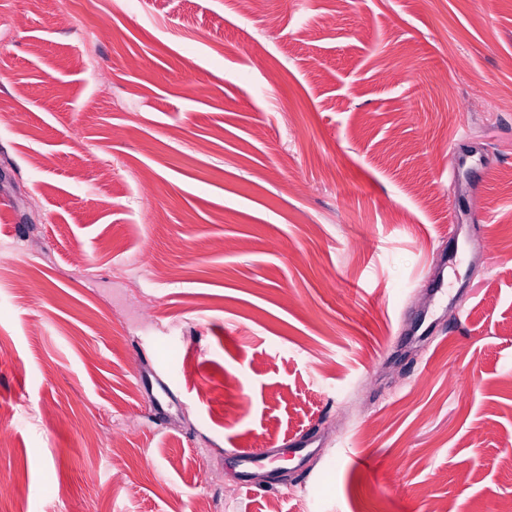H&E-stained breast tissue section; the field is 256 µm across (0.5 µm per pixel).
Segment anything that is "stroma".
<instances>
[{
  "instance_id": "35a3bbf8",
  "label": "stroma",
  "mask_w": 512,
  "mask_h": 512,
  "mask_svg": "<svg viewBox=\"0 0 512 512\" xmlns=\"http://www.w3.org/2000/svg\"><path fill=\"white\" fill-rule=\"evenodd\" d=\"M1 198L0 512L512 507V0H0Z\"/></svg>"
}]
</instances>
